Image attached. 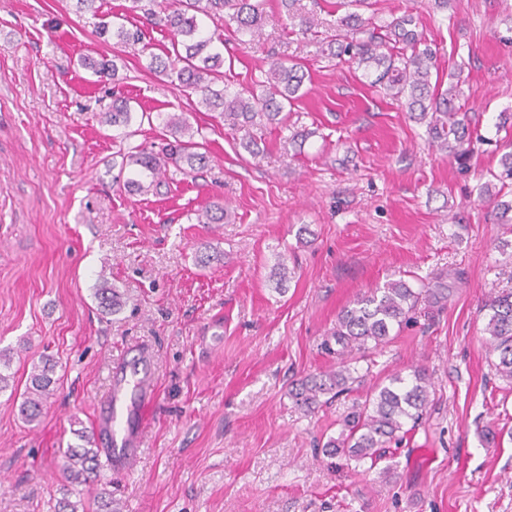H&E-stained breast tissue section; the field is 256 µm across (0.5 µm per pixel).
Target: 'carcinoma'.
Instances as JSON below:
<instances>
[{"label": "carcinoma", "instance_id": "cac0c4a2", "mask_svg": "<svg viewBox=\"0 0 512 512\" xmlns=\"http://www.w3.org/2000/svg\"><path fill=\"white\" fill-rule=\"evenodd\" d=\"M131 12H141L146 24H163L174 36H182L184 53L163 58L151 55L149 69L168 78L179 86L201 96L200 104L207 111L217 113L230 130H244L249 126L278 124L286 106L301 98L300 90L306 74L293 63H275L268 71L267 94L258 97L242 91H232L228 86L213 88L218 68L224 58L214 45L213 37L204 33L198 16L224 21L235 32L251 36L259 34L263 25V0H179L180 6L164 15H158V0H128ZM299 0H281L287 12L288 29L306 33L315 26V19L297 8ZM368 5L367 0H345L337 7L349 12L336 19L334 34L327 42L333 58L348 56L346 62L373 77L371 85L379 87L396 98L405 100L409 116L427 122V132L437 148L448 156L462 161L473 145V130L468 112L459 104L463 96L460 74H448V88L440 89V79H431L436 68V53L425 44L413 29L415 19L406 14L386 25L375 26L356 12ZM112 34L118 44L136 45L145 39L142 28L128 29L123 25L102 28V34ZM81 66L100 78L115 76L116 64L91 57L81 59ZM132 121L129 101L116 98L112 108L104 113L103 123L128 126ZM171 128L173 140L159 151L139 145L136 150L122 154L120 172L127 174L124 187L130 192L141 193L158 187L168 179L169 168L186 174L203 168L207 155L200 152V143L194 140V131L188 121L171 115L164 119ZM500 170L491 177L501 184L512 182V152H505L499 160ZM200 224L224 223V207L212 205L197 216ZM101 311L105 314L120 304L117 291L105 285L95 289ZM448 299V289L427 288L415 291L402 280L387 283L382 288L357 298L343 309L336 326L325 340V346L335 343L336 369L297 380L288 390L295 405L312 412L321 405L324 396L336 397L350 390L358 381L353 376L348 360L369 347L377 348L386 343L394 326L411 319L418 305L425 301L439 304ZM487 310L484 334L492 351L497 354L496 373L512 381V291L498 294L485 303ZM55 364L42 356L32 364L30 385L26 388L19 411L27 423L36 421L42 414L44 403L53 391L52 373ZM432 384L424 370L416 368L408 377L399 374L388 378V384L377 386L365 401L355 407L343 420L339 436L329 439L325 450L331 456L364 461L375 465L386 455L390 444L403 442L407 423L418 424L430 403ZM78 443L69 445L63 452L65 481L73 484H93L101 468L100 450L93 447L94 432L81 428L74 431Z\"/></svg>", "mask_w": 512, "mask_h": 512}]
</instances>
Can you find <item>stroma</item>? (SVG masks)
I'll use <instances>...</instances> for the list:
<instances>
[{"label": "stroma", "mask_w": 512, "mask_h": 512, "mask_svg": "<svg viewBox=\"0 0 512 512\" xmlns=\"http://www.w3.org/2000/svg\"><path fill=\"white\" fill-rule=\"evenodd\" d=\"M127 4L79 13L74 0H0V351L12 356L0 512H55L72 423L95 429L112 367L133 348L154 356L152 405L132 463L103 462L97 484L72 487L86 512H100L102 487L118 512H512V383L483 334L485 301L512 291V224L479 196L512 142L496 127L512 108V0H451L445 11L373 0L362 12L379 25L413 12L440 80L460 70L482 136L461 162L318 38L287 34L280 0H265L255 41L201 20L231 89L262 92L274 61L309 71L287 126L251 128L259 149L247 153L198 95L148 70L174 38ZM105 23L144 26V45L103 41ZM84 56L116 61L117 79L98 81ZM116 95L132 107L125 128L99 122ZM166 113L198 129L209 162L128 192L112 162L171 140ZM296 131L304 145L291 144ZM213 203L228 220L197 223ZM207 247L223 262L199 263ZM282 260L294 276L281 291L271 271ZM397 279L448 300L421 303L367 350L351 392L297 409L289 383L336 366L322 342L339 313ZM104 282L122 295L111 314L94 296ZM43 355L56 384L30 425L19 406ZM417 368L431 403L381 464L326 454L354 404Z\"/></svg>", "instance_id": "obj_1"}]
</instances>
